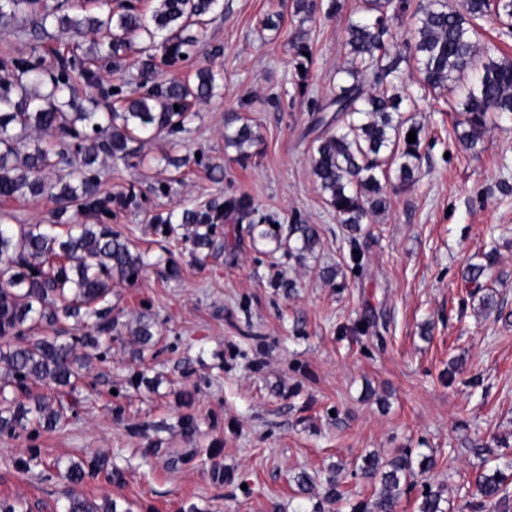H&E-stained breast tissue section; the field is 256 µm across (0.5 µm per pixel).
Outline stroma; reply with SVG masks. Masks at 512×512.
<instances>
[{"label":"stroma","mask_w":512,"mask_h":512,"mask_svg":"<svg viewBox=\"0 0 512 512\" xmlns=\"http://www.w3.org/2000/svg\"><path fill=\"white\" fill-rule=\"evenodd\" d=\"M341 3L338 14L306 22L292 0H222L203 30V49L223 75L216 96L195 105L180 143L155 142L141 165L103 178L106 189L141 192L140 208L112 224L150 259L163 254L148 227L153 215L230 194L249 197L268 222L319 225L320 251L297 262L229 217L223 252L201 266L181 256L180 280L155 266L136 285L115 284L114 314L152 319L154 345L116 341L106 360L90 358L73 395L78 415L63 428L0 435V499L63 512L69 486L50 463L95 454L107 465L81 492L132 512H296L301 504L348 512L322 498L333 466L342 468L345 501L366 500L374 487L357 472L363 456L409 448L435 455L428 485L460 504L497 463L478 458L472 441L506 440L512 456V122L464 148L454 133L459 116L448 109L458 92L422 94L415 67H406L427 130L421 177L386 183L388 210L366 221L359 239L362 269L345 287L325 284L319 268L346 266L349 247L314 182L303 133L347 60L355 0ZM274 11L279 30L262 29ZM298 33L313 51L303 94L289 51ZM237 116L260 137L256 157L242 164L224 146V127ZM200 152L223 166L222 180L196 164ZM167 154L187 161L174 182ZM492 248L486 277L465 282L466 265ZM277 274L293 290L272 287ZM488 290L491 309L481 301ZM137 372L153 387L132 384ZM187 415L198 426L190 437ZM34 453L42 466L23 468ZM302 472L312 479L304 497L294 482Z\"/></svg>","instance_id":"1"}]
</instances>
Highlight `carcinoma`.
I'll list each match as a JSON object with an SVG mask.
<instances>
[{
    "mask_svg": "<svg viewBox=\"0 0 512 512\" xmlns=\"http://www.w3.org/2000/svg\"><path fill=\"white\" fill-rule=\"evenodd\" d=\"M48 0H0V31L28 40L30 59L0 63V199L48 195L57 204L55 216L73 211L64 226L0 222V434L20 430L54 431L68 419L73 394L83 377L88 355L77 347L97 349L128 333L141 345L152 343L154 324L142 318L135 325L112 315L114 283L135 284L151 266L147 252L112 228L114 208L140 206L134 187L112 193L103 188L101 161L133 168L141 164L145 147L157 139L175 141L188 132L191 106L215 95L217 73L199 66L193 80L159 81L162 66L198 54V28L222 8L221 0H75L69 10ZM294 13L313 18L340 10V0H293ZM359 17L346 29V65L336 72V89L312 112L307 134L309 163L325 204L331 208L351 246L364 221L387 209L381 180L395 174L399 181H416L426 129L403 104L406 92L402 63L415 62L417 83L434 91L462 84L452 105L461 116L459 142L473 147L497 121L512 117V61L497 59L499 47L482 42L483 23H499L512 33V0H358ZM407 21L409 38L391 44L390 22ZM76 36L93 33L87 52L79 44L53 53L45 65L42 43L50 29ZM138 46L135 88L103 89L99 62L111 60L112 74L122 77L127 52ZM295 85L304 90L309 78L311 46L301 37L289 41ZM94 88L112 99L109 111L87 106L79 89ZM416 141L407 142L409 132ZM258 141L252 126L226 125L225 147L247 161ZM65 170L55 180L49 174ZM252 202L245 196L197 203L181 211L157 214L151 228L174 241L196 261L224 250V220L244 219ZM250 232L303 261L315 256L321 236L314 224L297 222L287 230L249 223ZM73 321L70 340L34 337L38 329H56ZM23 345H11L12 340ZM52 390L34 396L30 384ZM55 468L71 486L64 512H118L112 500L97 501L77 491L101 469L98 459ZM437 466L432 454L413 457L406 449L387 461L367 454L360 468L364 478L379 484L373 499L353 505L351 512H396L404 491L417 477ZM504 467L478 476L467 512H509L512 496ZM440 490H427L419 512H455L442 506Z\"/></svg>",
    "mask_w": 512,
    "mask_h": 512,
    "instance_id": "cac0c4a2",
    "label": "carcinoma"
}]
</instances>
